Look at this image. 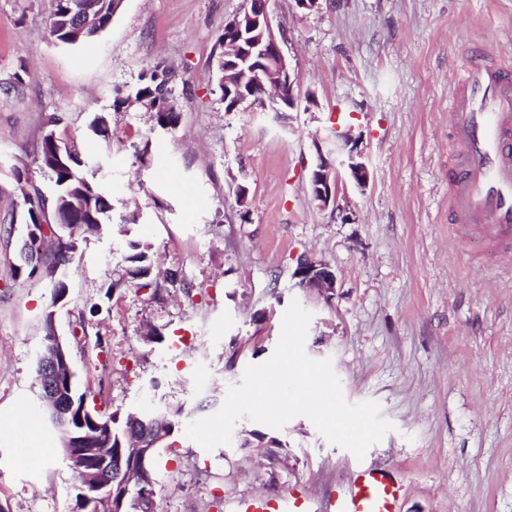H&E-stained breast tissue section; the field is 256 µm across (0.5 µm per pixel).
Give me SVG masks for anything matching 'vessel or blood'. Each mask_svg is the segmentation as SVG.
Instances as JSON below:
<instances>
[{
	"label": "vessel or blood",
	"mask_w": 512,
	"mask_h": 512,
	"mask_svg": "<svg viewBox=\"0 0 512 512\" xmlns=\"http://www.w3.org/2000/svg\"><path fill=\"white\" fill-rule=\"evenodd\" d=\"M449 104L450 210L460 237L512 243V67L472 53ZM399 487L386 468L358 471L334 512H395Z\"/></svg>",
	"instance_id": "obj_1"
}]
</instances>
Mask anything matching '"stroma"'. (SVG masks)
<instances>
[{"mask_svg":"<svg viewBox=\"0 0 512 512\" xmlns=\"http://www.w3.org/2000/svg\"><path fill=\"white\" fill-rule=\"evenodd\" d=\"M244 3L123 0L104 32L65 47L49 34L51 0H0V512H81L35 395L50 310L87 405L181 409L152 463L156 512L294 494L305 512H333L337 488L376 465L401 488L397 512H512V260L458 241L448 208L450 79L475 47L512 59V0H271L298 76L279 115L226 111L217 89L216 40ZM157 63L180 76L172 130L139 105L112 107ZM97 113L110 145L89 129ZM338 126L370 178L321 209L309 176ZM50 132L91 151L112 200L56 304L48 278L13 275L26 228L11 167H36ZM139 238L181 283L106 293ZM304 256L330 265L332 293L297 287ZM294 300L312 314L308 356L331 359L345 399L377 402L392 431L359 459L307 418L279 430L243 418L231 444L205 451L186 425L271 357Z\"/></svg>","mask_w":512,"mask_h":512,"instance_id":"obj_1","label":"stroma"}]
</instances>
